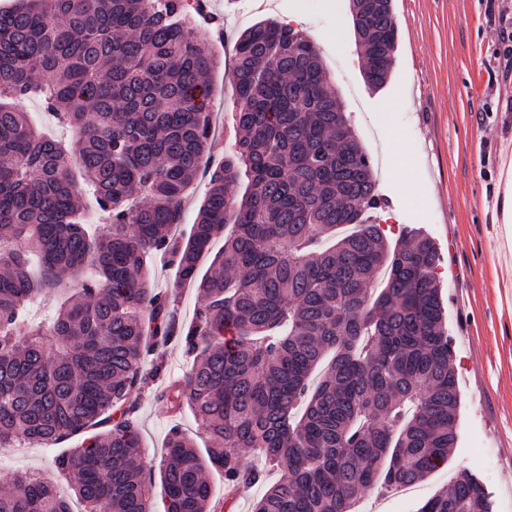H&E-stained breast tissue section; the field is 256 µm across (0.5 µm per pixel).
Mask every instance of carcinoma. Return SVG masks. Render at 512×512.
<instances>
[{"instance_id": "cac0c4a2", "label": "carcinoma", "mask_w": 512, "mask_h": 512, "mask_svg": "<svg viewBox=\"0 0 512 512\" xmlns=\"http://www.w3.org/2000/svg\"><path fill=\"white\" fill-rule=\"evenodd\" d=\"M192 20L186 0L0 10V452L88 434L56 462L67 487L19 474L0 512H72L74 497L85 512H158L156 475L163 512H213L208 471L224 473L230 507L266 466L282 477L252 512H352L367 492L421 484L457 445L437 248L411 234L391 249L368 223L372 162L316 45L270 19L241 32L234 149L214 165V58ZM397 38L390 0H376L358 36L369 85L386 83ZM35 97L71 141L41 136ZM201 171L207 193L177 245ZM169 254L201 296L188 324L149 280L148 259ZM58 290L52 321L30 323L29 303ZM172 341L192 358L183 377L156 355ZM155 381L168 411L194 413L206 454L178 426L159 464L139 451L137 393ZM417 512L493 504L465 469Z\"/></svg>"}]
</instances>
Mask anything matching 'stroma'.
I'll return each mask as SVG.
<instances>
[{"label": "stroma", "mask_w": 512, "mask_h": 512, "mask_svg": "<svg viewBox=\"0 0 512 512\" xmlns=\"http://www.w3.org/2000/svg\"><path fill=\"white\" fill-rule=\"evenodd\" d=\"M214 24L197 20L193 35L214 52L211 73L212 157L222 160L234 138L236 110L231 72L234 43L264 19L292 22L317 45L358 140L368 154L384 151L375 169L384 207L372 211L389 244L409 228L423 229L440 255L436 269L452 369L460 387L457 446L417 492L367 494L357 512H416L419 503L450 486L458 471L474 468L478 448L492 449L494 469L481 477L494 512H512V236L503 222L501 173L512 166V83L494 57L499 16L512 19V0H392L398 25L394 63L383 88L370 87L356 42L349 0H209ZM152 283L177 294V314L192 320L201 303L180 283L175 266L157 258ZM159 387L140 394L141 446L160 460L172 425L206 450L190 412L168 416ZM80 438L29 445L0 456V487L23 472L59 480L58 458Z\"/></svg>", "instance_id": "35a3bbf8"}]
</instances>
